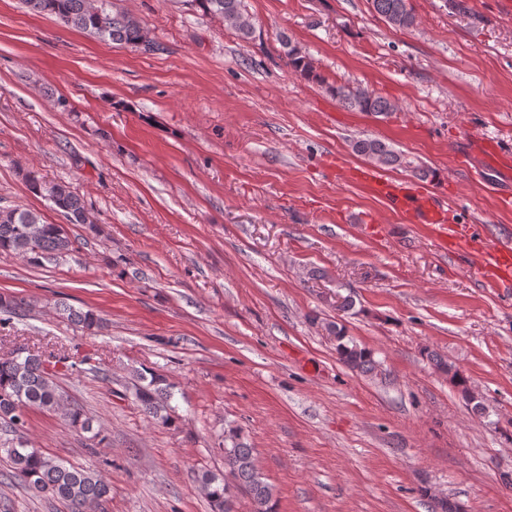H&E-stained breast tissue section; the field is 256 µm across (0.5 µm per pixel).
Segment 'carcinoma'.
<instances>
[{
    "instance_id": "obj_1",
    "label": "carcinoma",
    "mask_w": 512,
    "mask_h": 512,
    "mask_svg": "<svg viewBox=\"0 0 512 512\" xmlns=\"http://www.w3.org/2000/svg\"><path fill=\"white\" fill-rule=\"evenodd\" d=\"M203 13L219 17L224 25L243 39L253 33V23L244 13L242 0H197ZM31 11L55 17L67 27L82 30L100 40H110L145 53L160 50V44L137 18L119 8L113 0H22ZM373 10L392 28L405 30L416 23L410 0H371ZM288 66L308 78H315L312 60L288 37L281 38ZM331 95L344 108L374 116H385L397 109L395 103L363 87L336 85ZM352 151L374 159L385 168L406 169L425 178L429 171L408 155L375 138L356 139ZM30 188L51 203L69 224L87 223L88 209L82 198L64 182H43L29 179ZM0 252L18 256L30 264L42 265L77 252L61 224H45L31 210L0 208ZM58 314L84 330L101 327V319L91 309L75 308L63 301L55 304ZM321 328L336 341L338 360L347 368L362 373L376 370L372 351L360 346L349 336L344 325L325 322ZM436 370L448 375L460 390L471 410H484L468 387L467 380L455 365L440 355L427 353ZM66 356L57 352L36 351L26 357H0V429L17 433L16 441L0 449L9 460L12 477L37 497L63 503L68 512H99L110 499L112 487L101 472L90 467L65 464L28 445L24 437L29 412L37 409L61 413L80 430L91 433L103 443L105 438L94 431L93 419L84 410L66 399L56 380L55 368L65 363ZM132 395L141 411L163 425L174 423L171 400L175 386L168 377L153 369L135 370ZM224 470L236 482L238 492L247 495L252 512H275L274 491L258 468L254 449L242 441L241 433L230 429L224 436ZM193 480L208 498L212 512H234V502L227 501L225 477L208 469H197Z\"/></svg>"
}]
</instances>
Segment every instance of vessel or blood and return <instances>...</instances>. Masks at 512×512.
<instances>
[{"label": "vessel or blood", "mask_w": 512, "mask_h": 512, "mask_svg": "<svg viewBox=\"0 0 512 512\" xmlns=\"http://www.w3.org/2000/svg\"><path fill=\"white\" fill-rule=\"evenodd\" d=\"M349 177L364 193L384 201L403 222L428 228L441 251L467 259L486 283L512 288V247L475 236L470 226L440 205L436 188L389 180L374 167L355 169Z\"/></svg>", "instance_id": "vessel-or-blood-1"}]
</instances>
